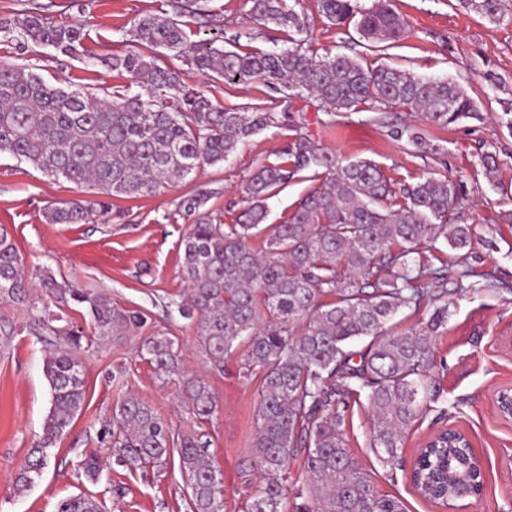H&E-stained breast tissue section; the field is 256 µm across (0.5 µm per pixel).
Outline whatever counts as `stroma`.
Masks as SVG:
<instances>
[{"mask_svg": "<svg viewBox=\"0 0 512 512\" xmlns=\"http://www.w3.org/2000/svg\"><path fill=\"white\" fill-rule=\"evenodd\" d=\"M34 4L46 6L53 22L83 27L85 56L71 58L50 48L22 52L2 43L0 60L33 71L49 84L112 101L124 93L128 79L98 65L96 56L125 52L135 18L162 11L167 0H0V19ZM250 7V0H208L211 25L199 17L183 19L189 40L220 32L224 48L242 54L287 46L290 31L257 25ZM301 7L312 51L347 54L368 67L392 65L425 79L455 80L477 103L478 118L443 128L404 107L376 112L363 105L329 127L317 98L289 104L260 82L228 84L178 60L170 66L183 83L216 106L235 110L274 104L304 112L306 131L318 145L345 162L373 161L396 184L413 183L435 171L466 182L469 204L462 219L475 225L479 238L467 263H460L458 254L445 246L438 256L449 278L469 266L494 274L504 287L453 298L448 329L437 345L438 357L448 364L443 381L446 411L424 416L407 434L403 456L405 463H412L418 449L440 430L464 432L486 470L480 495L460 501L462 512H512V420L501 419L494 407L496 392L512 388V130L507 127L512 118L505 113L506 104L512 103V22L489 24L462 8L460 0H393L405 32L397 41L372 48L356 23L330 25L317 0H302ZM491 73L498 84L488 81ZM403 126L417 128L439 145L440 158L419 157L407 140L393 138L392 130ZM293 135L285 125L269 128L229 161L201 167L172 187L147 196L109 197L108 208L86 224H50L45 214L63 202L93 199L92 189L50 178L10 154H0V224L8 229L26 271L37 276L48 272L58 283L107 293L114 304L140 311L146 319L141 329L93 346L86 358L83 409L50 448L42 477L20 493L14 477L40 440L51 407L44 373L51 339L34 332L47 298L36 284L31 307L0 303V321L12 328L0 349V512H56L61 500L79 494L94 497L107 512H188V490L179 470L158 473L120 464L99 437L102 425L127 396L149 404L172 427H191L193 418L179 398L178 385L162 383L137 354L142 339L157 333L174 340L184 375L202 378L217 397L219 411L204 430L211 440L212 461L224 479V512H242L244 482L257 476L252 440L258 383L239 374L246 354L242 345L225 358L223 371L211 370L194 328L178 313L189 289L181 240L194 222L180 204L205 195L199 214L232 223L243 207L248 178L259 166L276 161ZM485 151L497 153L501 162L492 178L479 162ZM321 183L318 177L299 178L280 189L266 202L267 223H284ZM118 370L123 376L117 381L113 374ZM370 429L367 407L354 404L344 432L377 492L399 498L406 512H446L416 492L407 471H392L379 462L369 447ZM93 449L100 455L101 473L93 481L76 478L77 466Z\"/></svg>", "mask_w": 512, "mask_h": 512, "instance_id": "obj_1", "label": "stroma"}]
</instances>
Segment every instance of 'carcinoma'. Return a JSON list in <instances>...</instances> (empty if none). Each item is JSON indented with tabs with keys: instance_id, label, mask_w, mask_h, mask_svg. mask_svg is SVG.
Wrapping results in <instances>:
<instances>
[{
	"instance_id": "obj_1",
	"label": "carcinoma",
	"mask_w": 512,
	"mask_h": 512,
	"mask_svg": "<svg viewBox=\"0 0 512 512\" xmlns=\"http://www.w3.org/2000/svg\"><path fill=\"white\" fill-rule=\"evenodd\" d=\"M261 25L297 33L305 17L288 0H250ZM324 18L342 26L357 19L365 39L400 38L403 24L391 0L363 8L355 0H318ZM464 8L493 25L512 21V0H461ZM171 12L144 13L129 30L130 49L99 62L148 95L126 93L104 104L92 95L48 84L39 74L0 60V152L32 164L42 173L105 196L137 197L184 180L202 165L228 161L240 145L262 131L288 123L299 130L304 115L242 108H218L182 84L163 59L227 83L263 82L290 100L312 95L325 112L339 116L361 105L378 111L408 107L433 125L446 127L475 118L479 109L453 80H425L391 65L366 68L348 55L317 56L303 43L269 52L240 54L214 42L192 44L179 17L204 16L201 0H169ZM83 28L55 24L38 9L0 21V42L25 49L50 47L64 56L82 54ZM415 151L436 157L438 145L405 127ZM324 169L320 187L303 198L292 215L263 233L265 202L307 171ZM246 206L232 224L202 217L182 238L183 270L190 296L178 306L196 330L202 354L213 370L245 343L243 376L260 378L256 434L252 448L260 481H245L244 512H405L396 497L379 494L352 456L344 433L347 413L364 397L372 412L369 447L390 470L404 466V438L443 398L447 364L436 344L447 330L448 296L460 294L471 276L453 283L423 244L441 241L470 253L476 229L461 221L467 184L428 175L396 186L381 167L358 160L342 164L314 140L297 133L278 162L258 167L244 188ZM102 201H72L46 213L50 224H83ZM46 293L60 303L83 305L92 334L59 313L44 311L39 325L63 342L44 364L52 405L43 436L30 449L15 477L29 488L48 466L47 449L71 425L83 406V355L100 340L142 327L144 315L112 304L105 293L63 288L50 275ZM30 285L21 258L0 226V303L25 306ZM429 307L407 333L393 330L401 309L416 314ZM355 341L365 345L350 349ZM138 355L164 379L178 382L180 396L200 423L218 410L215 394L201 379L184 377L174 341L155 334L143 339ZM103 442L131 467L178 464L190 489L191 512H224L223 476L209 454L210 440L195 428L176 430L152 407L128 396L103 427ZM464 461L471 472L479 460L438 433L435 447L419 467L420 493L442 505L455 504L461 488L445 480L439 462ZM302 460L303 476L288 482L290 461ZM79 468L95 479L99 455L89 452ZM57 512H102L88 495L62 500Z\"/></svg>"
}]
</instances>
